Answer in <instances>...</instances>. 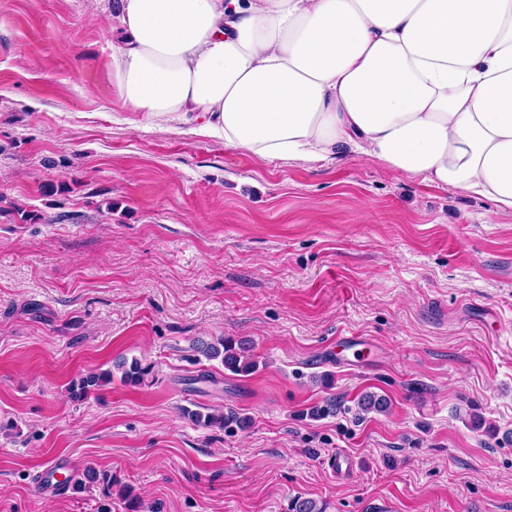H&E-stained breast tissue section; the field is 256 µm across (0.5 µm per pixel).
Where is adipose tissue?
<instances>
[{
	"instance_id": "adipose-tissue-1",
	"label": "adipose tissue",
	"mask_w": 512,
	"mask_h": 512,
	"mask_svg": "<svg viewBox=\"0 0 512 512\" xmlns=\"http://www.w3.org/2000/svg\"><path fill=\"white\" fill-rule=\"evenodd\" d=\"M112 83L271 161L354 150L512 211V0H115Z\"/></svg>"
}]
</instances>
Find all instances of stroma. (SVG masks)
Here are the masks:
<instances>
[{
	"label": "stroma",
	"mask_w": 512,
	"mask_h": 512,
	"mask_svg": "<svg viewBox=\"0 0 512 512\" xmlns=\"http://www.w3.org/2000/svg\"><path fill=\"white\" fill-rule=\"evenodd\" d=\"M110 28L103 0H0V512H512V214L354 152L137 123ZM223 336L255 372L197 352ZM338 336L369 364L325 357ZM121 358L152 381L70 399ZM59 455L111 490L41 496ZM112 382L110 370L102 372H89L74 380L67 388L70 398L74 401H84L95 394L100 387ZM187 416L196 424L203 427H219L224 429L225 422L235 421L240 425L247 424V418H240L237 416H224V413H201L198 411L187 410Z\"/></svg>",
	"instance_id": "stroma-1"
}]
</instances>
